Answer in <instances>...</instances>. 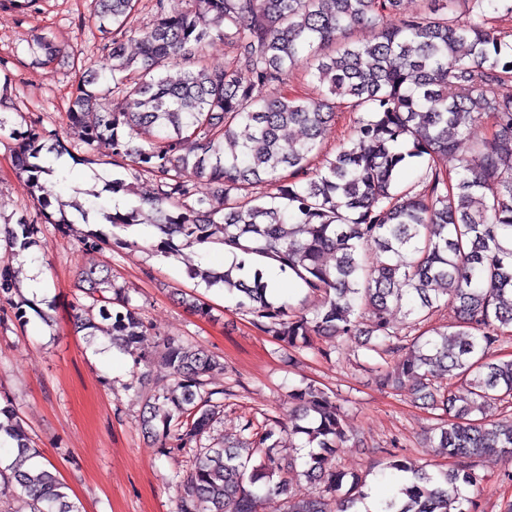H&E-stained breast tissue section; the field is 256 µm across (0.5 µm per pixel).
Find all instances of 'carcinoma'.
Segmentation results:
<instances>
[{
    "label": "carcinoma",
    "mask_w": 512,
    "mask_h": 512,
    "mask_svg": "<svg viewBox=\"0 0 512 512\" xmlns=\"http://www.w3.org/2000/svg\"><path fill=\"white\" fill-rule=\"evenodd\" d=\"M400 3L191 0L186 11L169 14L156 0L152 20L137 31L128 21L138 0H91L88 21L105 40L112 86L99 90L84 77L66 112L71 141L47 147L44 132H21L23 123L0 112V139L19 142L17 167L39 211V220L21 219L8 231V246L21 253L36 243L41 225L75 223L48 211L66 175L55 176L41 153L58 160L79 151L81 161L95 164L90 149L108 143L113 164L129 166L133 181L117 178L107 189L134 194L147 175L153 191L124 212L76 201L81 218L93 210L113 226H152L165 257L194 244L224 245L232 256L227 269L191 268L189 275L236 295L258 329L292 349H312L315 336L366 337L380 358L374 372L381 388L411 382L415 398L443 410L427 453L455 460L454 469L436 473L390 461L388 468L411 480L403 497L383 500L380 512H477L461 492L482 480L474 459L494 452L512 462V416L487 417L491 406L512 399V359L493 355L512 333V97L500 94L512 81V30L489 28L485 19L487 6L512 14V0H422L412 14ZM364 25L375 29L372 40H348V31ZM215 37L235 49L232 65L208 64L205 49ZM126 38L136 41V52L127 53ZM34 49L44 62L61 52L44 34ZM171 65L182 66L175 80L164 75ZM299 67L318 83V96L267 92ZM114 95L121 97L115 105ZM342 109L355 115V138L324 155L323 135ZM487 119L488 132L457 155L470 127ZM292 126L299 137L286 135ZM126 129L146 144L125 138ZM408 158L424 163L421 190L400 188ZM444 158L455 161L453 170L440 167ZM202 179L214 185L208 198L197 196ZM262 185L275 192L258 191ZM248 256L277 259L320 303L296 313L274 302L263 270ZM79 288L90 299L74 306L80 328L111 337L113 347L148 363L142 347L152 326L131 305L130 290L93 266L81 271ZM405 300L414 327L443 305L454 317L427 330L429 337L410 339L393 321ZM0 303L27 325L33 304L5 266ZM161 344L170 383L150 395L140 426L160 455L191 454L178 512H261L271 496L285 497V512H350L367 497L361 478L352 477L345 490V474L326 467L325 454L353 440L334 394L308 383L290 394L298 414L288 430L269 418L250 419L242 440L205 444L224 413V389L210 377L217 361L177 339ZM0 398L7 419L0 446L13 441L18 449L0 466V490L13 488L18 512H81L51 461L22 469L42 453L12 424L11 399ZM285 432L305 438L302 475L321 485V495L291 493L296 464L279 451ZM255 455L260 463L252 466Z\"/></svg>",
    "instance_id": "cac0c4a2"
}]
</instances>
